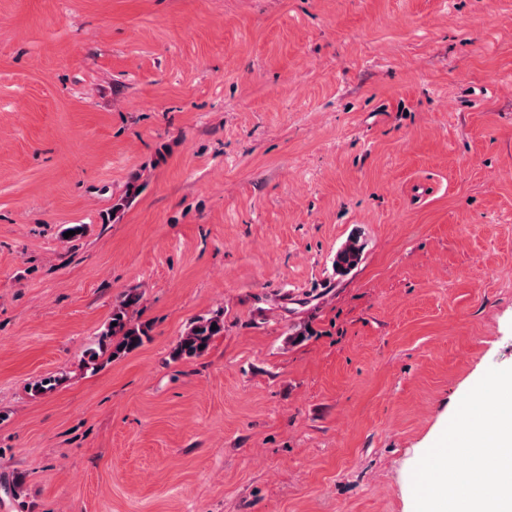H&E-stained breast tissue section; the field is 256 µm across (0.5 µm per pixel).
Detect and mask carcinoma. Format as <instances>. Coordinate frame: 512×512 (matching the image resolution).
I'll return each instance as SVG.
<instances>
[{
    "mask_svg": "<svg viewBox=\"0 0 512 512\" xmlns=\"http://www.w3.org/2000/svg\"><path fill=\"white\" fill-rule=\"evenodd\" d=\"M362 247L359 240L352 238L336 253L335 266L345 273L361 260ZM141 295L131 291L112 309L110 321L99 332L98 349L88 352L87 364L96 366L100 355L108 352L110 358H120L143 346L149 339V329L133 321L131 312L139 304ZM217 329H212V325ZM224 334V313L216 311L208 316H199L191 321L180 336L172 351V359H192L201 356L209 348L214 337Z\"/></svg>",
    "mask_w": 512,
    "mask_h": 512,
    "instance_id": "obj_1",
    "label": "carcinoma"
}]
</instances>
